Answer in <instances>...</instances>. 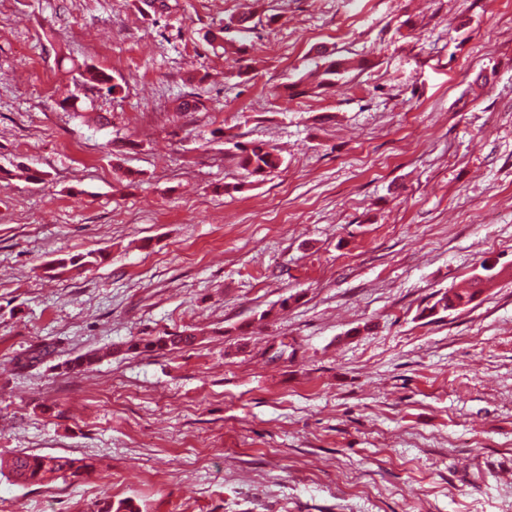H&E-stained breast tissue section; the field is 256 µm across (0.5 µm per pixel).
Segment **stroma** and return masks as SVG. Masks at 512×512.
<instances>
[{
  "label": "stroma",
  "instance_id": "1",
  "mask_svg": "<svg viewBox=\"0 0 512 512\" xmlns=\"http://www.w3.org/2000/svg\"><path fill=\"white\" fill-rule=\"evenodd\" d=\"M166 4L0 0V459L96 467L1 476L0 512H512V0ZM218 128L284 165L244 178ZM320 47L324 49L319 50V54H316V56L321 64L317 63L314 73L322 77L319 85L330 86L335 83L336 79L347 72L349 62L345 59L337 58L335 52L330 51L327 46L322 45ZM484 281H474L471 288H454L446 292L440 293L430 307L425 308L426 311H435L429 315H437L442 313H450L458 309L464 308L473 303L483 292L480 285ZM197 337L193 334L171 333L151 339H139L127 345L126 351L131 353L173 351L178 348L195 344ZM9 473L25 483L39 484L48 476L64 481L89 476L94 463L85 458H72L62 455H43L21 451L16 453L7 465Z\"/></svg>",
  "mask_w": 512,
  "mask_h": 512
}]
</instances>
